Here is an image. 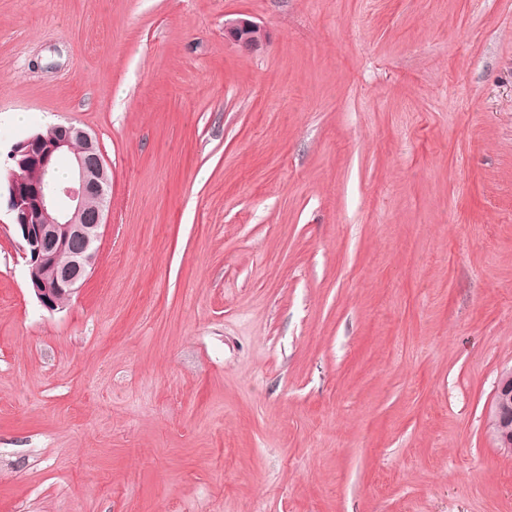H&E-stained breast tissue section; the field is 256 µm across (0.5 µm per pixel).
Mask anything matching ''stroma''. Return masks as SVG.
Masks as SVG:
<instances>
[{"instance_id": "35a3bbf8", "label": "stroma", "mask_w": 512, "mask_h": 512, "mask_svg": "<svg viewBox=\"0 0 512 512\" xmlns=\"http://www.w3.org/2000/svg\"><path fill=\"white\" fill-rule=\"evenodd\" d=\"M57 123L110 212L49 311L0 206V512H512V0H0L1 185ZM224 38L244 51L260 50L266 43V30L248 18H228L224 21ZM487 426L497 447L512 454V368L500 375Z\"/></svg>"}]
</instances>
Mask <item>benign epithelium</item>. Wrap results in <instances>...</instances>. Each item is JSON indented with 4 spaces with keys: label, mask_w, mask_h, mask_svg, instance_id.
<instances>
[{
    "label": "benign epithelium",
    "mask_w": 512,
    "mask_h": 512,
    "mask_svg": "<svg viewBox=\"0 0 512 512\" xmlns=\"http://www.w3.org/2000/svg\"><path fill=\"white\" fill-rule=\"evenodd\" d=\"M224 38L244 51L260 50L266 30L248 18L224 20ZM8 180V208L22 241L31 290L40 305L56 310L83 285L97 260L95 243L105 224L110 175L97 141L84 129L60 124L45 137L34 134L14 144ZM65 159L69 183H58L53 168ZM97 205L88 210L90 198ZM497 447L512 454V368L501 373L487 421Z\"/></svg>",
    "instance_id": "1"
}]
</instances>
